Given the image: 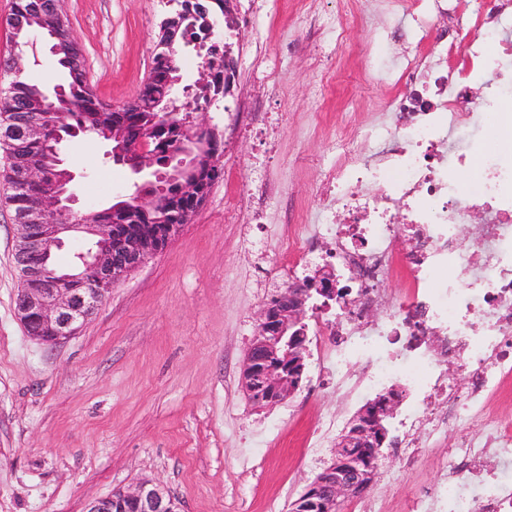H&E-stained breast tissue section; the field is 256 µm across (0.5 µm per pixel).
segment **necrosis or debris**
Instances as JSON below:
<instances>
[{
	"mask_svg": "<svg viewBox=\"0 0 512 512\" xmlns=\"http://www.w3.org/2000/svg\"><path fill=\"white\" fill-rule=\"evenodd\" d=\"M392 16L411 19L422 38L437 36L459 51L461 69L418 54L398 65L407 92L394 121L373 135V158L365 160L356 134L338 143L340 164L327 174L330 206L317 223L298 224L288 249L296 262L330 240L343 268L358 281L348 317L330 347L319 349L318 366L352 403L402 384L411 400L397 422L391 452L414 467L423 443L449 428L479 421L480 429L449 449L436 487L419 486L406 512H512V424L494 408L512 380V153L484 149L485 125L512 139V0H494L472 15L485 40L460 41L452 25L436 26L430 0H380ZM481 71L485 96L468 110V77ZM469 168L477 182L460 181ZM369 184L379 193L366 192ZM485 222L482 245L467 252L458 227L473 208ZM405 221L395 224V209ZM353 216L336 225L337 211ZM407 237L397 253L398 236ZM411 278L403 294L379 292L397 261ZM446 280H438L439 270ZM455 365L449 376L447 365ZM435 405L434 416L421 414Z\"/></svg>",
	"mask_w": 512,
	"mask_h": 512,
	"instance_id": "1",
	"label": "necrosis or debris"
}]
</instances>
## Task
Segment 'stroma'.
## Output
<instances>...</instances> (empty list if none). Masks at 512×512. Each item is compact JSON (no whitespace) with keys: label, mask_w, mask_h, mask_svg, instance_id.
I'll list each match as a JSON object with an SVG mask.
<instances>
[{"label":"stroma","mask_w":512,"mask_h":512,"mask_svg":"<svg viewBox=\"0 0 512 512\" xmlns=\"http://www.w3.org/2000/svg\"><path fill=\"white\" fill-rule=\"evenodd\" d=\"M257 2L240 25L236 88L203 114L224 141L220 177L168 246L114 286L79 335L56 346L29 338L15 311L17 230L0 150V512H85L90 501L145 479L170 490L184 512H290L332 456L326 447L310 459L306 432L325 415L356 414L333 385L317 384L315 358L301 389L270 410L248 403L241 367L265 300L295 276L292 226L311 223L326 204L323 177L339 158L340 135L366 132L381 117L377 105L398 97L399 57H436L443 47L413 31L404 42L387 41L393 20L368 0L347 22L346 46L333 51L323 25L338 18V0ZM12 8L13 0H0V58L18 57L31 80L59 82L40 31L14 47L6 23ZM61 10L99 100L119 106L133 99L173 6L63 0ZM259 42L271 49L289 42L294 50L262 76L248 59ZM326 67L337 81L318 96L313 86ZM242 97L264 102L274 129L237 124ZM105 151L98 142L64 149L76 216L130 191L128 169ZM269 423L278 424L279 437L243 467L241 449ZM458 438L448 432L396 486L387 476L397 464L383 459L370 490L380 512H402L416 484L435 485L434 462Z\"/></svg>","instance_id":"stroma-1"}]
</instances>
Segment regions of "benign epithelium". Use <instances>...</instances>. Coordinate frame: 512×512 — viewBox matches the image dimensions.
Returning a JSON list of instances; mask_svg holds the SVG:
<instances>
[{
    "label": "benign epithelium",
    "mask_w": 512,
    "mask_h": 512,
    "mask_svg": "<svg viewBox=\"0 0 512 512\" xmlns=\"http://www.w3.org/2000/svg\"><path fill=\"white\" fill-rule=\"evenodd\" d=\"M224 14V93L233 91L236 73L235 43L239 22L236 0L218 3ZM204 16L205 38L190 37L191 23L171 16L161 25L165 35L160 49L173 50L181 44L198 50L211 39L217 21ZM164 118L176 121L186 140L167 153L164 164L156 162L149 151L150 141L137 137L126 150L112 153V160L128 166L138 188L135 204L165 208L164 189L171 183H194L202 193L209 192L217 179L218 157L210 155L214 140L203 134L210 127L198 119L197 113L185 106H164ZM9 133L26 143H43L54 154L63 138L61 128L52 127L46 114L22 108L8 120ZM210 157V167L200 174L193 156ZM21 164L20 182L43 185L39 202L14 216L17 235L13 250L14 266L20 287L15 297L17 316L34 340L45 344H61L77 335L97 307L116 285L160 252V231L171 241L189 217L181 216L172 224L158 228L152 224L130 226L126 223L103 228L98 224H51L50 216L73 215L76 201L69 182L44 181L43 168L33 157L13 158ZM70 232H80L93 240L92 248L77 254V283L67 274L57 276L34 265L30 259L50 260L53 251L64 245ZM352 289L340 285L331 267H320L302 279H294L267 300L260 313L255 336L247 349L242 369V387L251 405L258 409L284 403L300 387L308 357L307 308L314 300L328 310L331 303L347 309ZM395 413V397L387 395L371 402L352 419L340 436L334 458L307 484L292 504L291 512H339L350 498L363 496L375 483L378 462L384 456L383 445L388 436V420ZM85 512H183L180 501L169 490L151 480L129 489L118 490L107 497L90 502Z\"/></svg>",
    "instance_id": "obj_1"
}]
</instances>
